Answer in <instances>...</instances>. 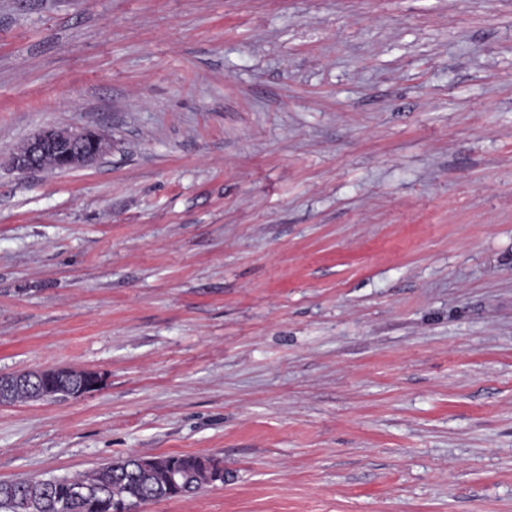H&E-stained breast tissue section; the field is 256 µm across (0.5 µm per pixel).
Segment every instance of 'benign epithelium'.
<instances>
[{"label": "benign epithelium", "mask_w": 512, "mask_h": 512, "mask_svg": "<svg viewBox=\"0 0 512 512\" xmlns=\"http://www.w3.org/2000/svg\"><path fill=\"white\" fill-rule=\"evenodd\" d=\"M107 140L98 132L83 127L47 126L30 138L14 153L12 165L21 171H37L44 158L55 157L58 167L72 171L92 165L108 150ZM56 368L36 369L34 373L23 372L10 376L0 375V405L12 402V394L17 383L33 382L32 400L45 398V390L54 389ZM103 378L100 373L86 371L84 376H71L67 383L70 397H81L101 389Z\"/></svg>", "instance_id": "obj_1"}]
</instances>
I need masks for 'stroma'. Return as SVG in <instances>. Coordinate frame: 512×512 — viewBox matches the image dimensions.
I'll return each instance as SVG.
<instances>
[{
  "label": "stroma",
  "mask_w": 512,
  "mask_h": 512,
  "mask_svg": "<svg viewBox=\"0 0 512 512\" xmlns=\"http://www.w3.org/2000/svg\"><path fill=\"white\" fill-rule=\"evenodd\" d=\"M49 125L111 143L23 173ZM0 480L140 512H512V0H0ZM58 369H69L68 367H53L46 369H36L31 370L19 374H13L10 376L0 375V405L10 404L12 401V394L14 387L17 383L24 380L25 383L31 382V379H34L33 382L34 390L31 401H44L45 398V390L46 389H55L58 386V382L54 380V375L56 370ZM29 372H34L36 376L40 377L38 379L34 375H30ZM84 372L87 375L70 377L67 383L68 397H81L101 389L103 385L101 374L92 370ZM154 463L142 464L134 456H128L104 464L92 471L75 476L49 479L16 480L18 491L11 497L0 499V512H114L113 509L139 508L142 504L168 499L187 497L211 486L209 473L212 469L224 468L212 457L195 454L163 455ZM173 462L187 476L180 486L183 475L169 462ZM165 471L168 484L177 490L164 487ZM60 479V480H59ZM68 481L81 484L68 489ZM99 491L101 495L83 500L88 492ZM30 502L43 507L30 508Z\"/></svg>",
  "instance_id": "obj_1"
}]
</instances>
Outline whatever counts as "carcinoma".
<instances>
[{"label":"carcinoma","mask_w":512,"mask_h":512,"mask_svg":"<svg viewBox=\"0 0 512 512\" xmlns=\"http://www.w3.org/2000/svg\"><path fill=\"white\" fill-rule=\"evenodd\" d=\"M174 463L187 476L177 490L164 487L168 463ZM220 468V461L195 454L163 455L154 463H141L128 456L92 471L49 479H20L17 492L0 499V512H113L138 508L142 504L187 497L210 486L209 473ZM100 492L83 500L69 497L68 482Z\"/></svg>","instance_id":"1"}]
</instances>
